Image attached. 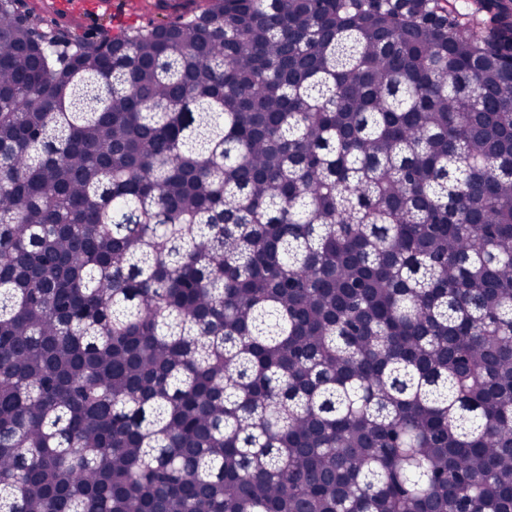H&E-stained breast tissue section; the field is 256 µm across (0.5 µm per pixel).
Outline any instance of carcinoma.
<instances>
[{"label":"carcinoma","instance_id":"cac0c4a2","mask_svg":"<svg viewBox=\"0 0 512 512\" xmlns=\"http://www.w3.org/2000/svg\"><path fill=\"white\" fill-rule=\"evenodd\" d=\"M0 0V512H512V7ZM95 1V0H88ZM120 2L118 5L119 10L112 12V5L114 2ZM157 0H97L94 2V8L98 11L96 14H87L84 10H77L71 16L69 21L73 26H76L82 30L93 29L98 26H106L110 21L112 23V17L116 16L114 13L122 15L120 18L124 23H139L147 22L149 19H153L156 24L165 21L166 16L171 13L170 11L163 12L155 8L154 3ZM117 17V16H116Z\"/></svg>","mask_w":512,"mask_h":512}]
</instances>
